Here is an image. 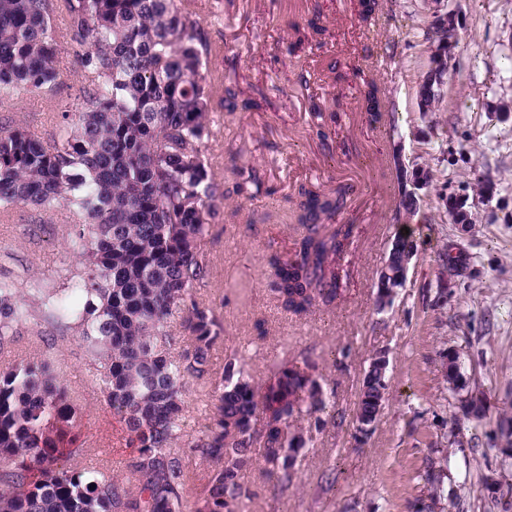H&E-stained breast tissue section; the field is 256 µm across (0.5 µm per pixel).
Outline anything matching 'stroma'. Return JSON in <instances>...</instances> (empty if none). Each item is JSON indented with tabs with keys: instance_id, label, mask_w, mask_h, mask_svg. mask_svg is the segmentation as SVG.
<instances>
[{
	"instance_id": "35a3bbf8",
	"label": "stroma",
	"mask_w": 512,
	"mask_h": 512,
	"mask_svg": "<svg viewBox=\"0 0 512 512\" xmlns=\"http://www.w3.org/2000/svg\"><path fill=\"white\" fill-rule=\"evenodd\" d=\"M198 21L204 74L213 93L205 155L228 194L204 241L211 265L200 297L224 321L213 356L243 355L264 378L275 363L316 361L335 421L311 430L288 492L274 491L259 468L247 512H512V459L498 423L512 414V0H383L369 21L354 0H176ZM458 15L459 43L434 111L421 112L417 91L430 66L434 16ZM51 95H25L0 106V120L20 121L52 140L63 105L80 103L82 78L70 53ZM305 76L308 92L296 79ZM385 89L390 112L371 124L362 110L367 80ZM237 108L224 107L226 91ZM329 142L316 136L330 113ZM249 164L259 190L243 202L232 192L236 167ZM425 167L428 184L404 183ZM320 194L351 187L337 223L355 224L340 264L347 282L331 311L284 312L270 291L272 251L301 235L298 188ZM417 208L400 212L403 192ZM467 201L457 223L448 195ZM418 252L393 304L376 307V273L399 226ZM60 213L17 205L0 214V279H55L74 263ZM456 244L469 257L463 275L438 255ZM389 354L388 394L367 439L352 420L373 353ZM458 355L448 378V354ZM57 374L79 404L77 423L91 463L121 473L130 456L124 423L91 383L73 337L54 350ZM481 400L486 414L467 416ZM442 493L427 497V478Z\"/></svg>"
}]
</instances>
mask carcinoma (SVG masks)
I'll use <instances>...</instances> for the list:
<instances>
[{
    "label": "carcinoma",
    "instance_id": "carcinoma-1",
    "mask_svg": "<svg viewBox=\"0 0 512 512\" xmlns=\"http://www.w3.org/2000/svg\"><path fill=\"white\" fill-rule=\"evenodd\" d=\"M430 29L432 67L419 91L425 112L434 110L455 48L453 22L437 18ZM197 41L198 27L175 0H0L1 106L55 91L65 46L88 84L80 107L61 113L52 143L18 123L0 125V207L63 211L78 257L52 286L33 281L23 290L0 280V351L31 319L64 327L135 448L123 477L82 464L78 408L50 357L57 337L38 330L45 351L0 371V512H184L188 448L209 466L193 512H243L256 495L243 472L260 462L275 488L293 487L288 450L308 442L300 422L335 419L308 358L275 366L260 383L234 354L222 372L213 369L224 325L193 292L209 277L203 245L219 189L205 155L213 100ZM386 100L369 86L371 121H380ZM298 195L301 237L269 263L279 307L303 316L342 297L340 260L355 225L335 223L343 194L302 186ZM417 251L412 235L395 233L377 274L379 310L402 288L389 273ZM175 311L183 313L180 336L167 330ZM192 385L208 399L209 423L189 438ZM387 389V372L371 360L354 423L374 426Z\"/></svg>",
    "mask_w": 512,
    "mask_h": 512
}]
</instances>
